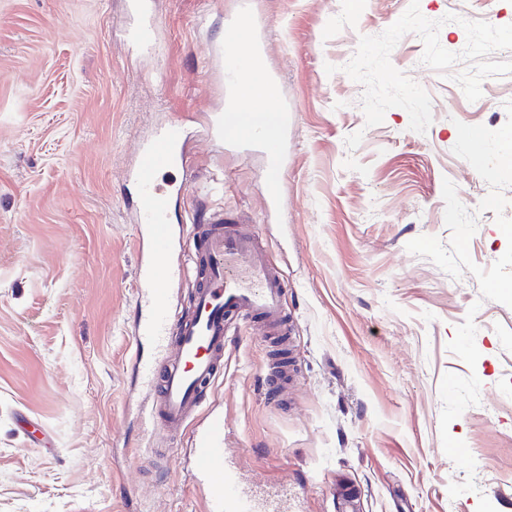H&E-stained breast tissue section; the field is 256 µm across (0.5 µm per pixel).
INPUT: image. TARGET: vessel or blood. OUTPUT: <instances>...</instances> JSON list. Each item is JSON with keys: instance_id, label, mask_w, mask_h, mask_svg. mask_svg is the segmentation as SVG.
Masks as SVG:
<instances>
[{"instance_id": "obj_1", "label": "vessel or blood", "mask_w": 512, "mask_h": 512, "mask_svg": "<svg viewBox=\"0 0 512 512\" xmlns=\"http://www.w3.org/2000/svg\"><path fill=\"white\" fill-rule=\"evenodd\" d=\"M127 41L142 52L154 50L160 22L155 0H128ZM239 43L227 38L209 53L222 71L227 88L239 91L248 77L263 88L253 111H218L206 116L202 131L225 149L242 154L261 153L266 161V192L270 205L279 202L288 161L276 135L288 124V100L278 77L263 75L260 53H253L250 69L233 63ZM189 120L179 116L143 141L134 163L126 170L136 198L134 247L139 265L135 297L140 319L132 333L131 359L150 388L143 412L152 427L181 429L203 403V390L224 370V348L237 319H259L271 336H287L284 298L288 283L269 259L266 244L237 217L212 210L192 217V235L175 224L180 191L165 183L164 174L180 170L184 183L197 172L187 154ZM190 243L203 267L196 286L191 317L174 319L170 255ZM153 345L158 358L141 354ZM189 454L194 470L207 481L206 512H285L287 490L261 496L245 490L240 469L224 450V422L211 420L193 437Z\"/></svg>"}]
</instances>
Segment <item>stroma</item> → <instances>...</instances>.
Listing matches in <instances>:
<instances>
[{
  "instance_id": "stroma-1",
  "label": "stroma",
  "mask_w": 512,
  "mask_h": 512,
  "mask_svg": "<svg viewBox=\"0 0 512 512\" xmlns=\"http://www.w3.org/2000/svg\"><path fill=\"white\" fill-rule=\"evenodd\" d=\"M410 0H157L163 41L128 51L123 0H0V512H204L188 448L218 417L246 489L289 484L288 512H512V179L470 166L460 128L512 131V75L468 101L404 35L392 65L432 101L426 133L394 107L366 126L340 71ZM461 52L462 20L512 24V0H419ZM456 14L445 22L447 14ZM257 25L283 83L288 172L268 210L260 157L188 143L182 215L247 216L288 280L279 356L241 323L180 432L149 427L128 360L137 144L224 88V21ZM336 65L326 74V64ZM287 392L264 380L280 359Z\"/></svg>"
}]
</instances>
